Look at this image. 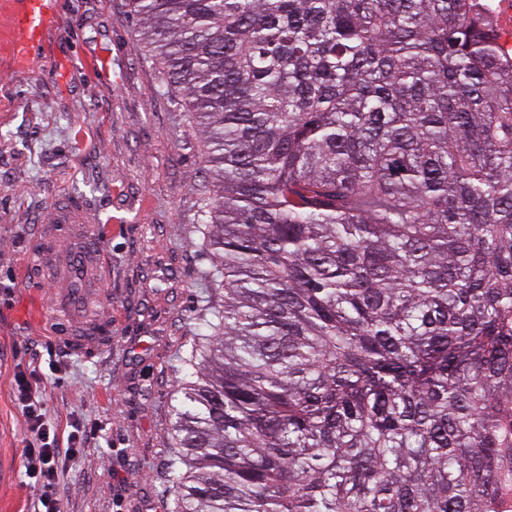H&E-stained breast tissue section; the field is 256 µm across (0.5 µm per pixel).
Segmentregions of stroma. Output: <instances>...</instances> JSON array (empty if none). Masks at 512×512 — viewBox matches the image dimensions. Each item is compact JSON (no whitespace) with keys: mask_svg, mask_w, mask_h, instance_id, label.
<instances>
[{"mask_svg":"<svg viewBox=\"0 0 512 512\" xmlns=\"http://www.w3.org/2000/svg\"><path fill=\"white\" fill-rule=\"evenodd\" d=\"M25 54L0 0V512H32L40 491L21 466L24 419L12 378L38 358L60 372L44 403L96 430L60 474L64 512H167L170 399L198 322L224 301L194 217L210 195L206 148L181 96L163 88L128 0H58ZM78 195L112 275L85 313L112 318L107 343L71 351L53 333L55 279L22 283L39 225Z\"/></svg>","mask_w":512,"mask_h":512,"instance_id":"stroma-1","label":"stroma"}]
</instances>
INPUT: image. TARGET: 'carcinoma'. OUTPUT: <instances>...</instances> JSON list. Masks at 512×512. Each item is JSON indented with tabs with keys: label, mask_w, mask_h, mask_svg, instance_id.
Segmentation results:
<instances>
[{
	"label": "carcinoma",
	"mask_w": 512,
	"mask_h": 512,
	"mask_svg": "<svg viewBox=\"0 0 512 512\" xmlns=\"http://www.w3.org/2000/svg\"><path fill=\"white\" fill-rule=\"evenodd\" d=\"M208 147L224 305L169 512H500L512 63L473 0H129Z\"/></svg>",
	"instance_id": "cac0c4a2"
}]
</instances>
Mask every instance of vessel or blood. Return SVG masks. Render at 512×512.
<instances>
[{"label": "vessel or blood", "instance_id": "obj_1", "mask_svg": "<svg viewBox=\"0 0 512 512\" xmlns=\"http://www.w3.org/2000/svg\"><path fill=\"white\" fill-rule=\"evenodd\" d=\"M56 0H18L13 21L25 47H32L49 22ZM33 281L43 272L54 274L63 286L54 306L60 313L55 334L62 344L86 350L109 335L108 315L88 319L83 308L92 291L105 282L110 271L107 254L98 240L96 225L88 223L80 198L71 196L57 207L52 223L44 225L30 250Z\"/></svg>", "mask_w": 512, "mask_h": 512}]
</instances>
